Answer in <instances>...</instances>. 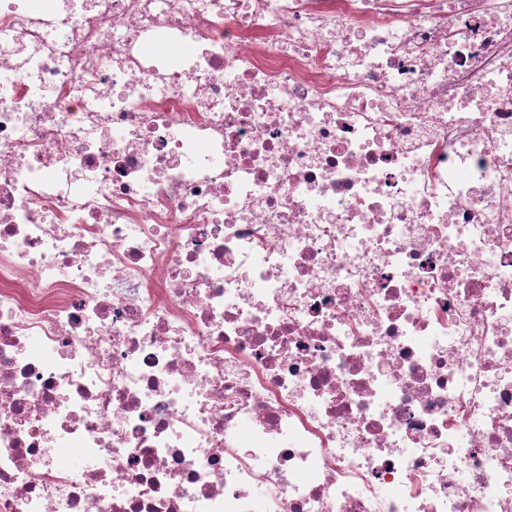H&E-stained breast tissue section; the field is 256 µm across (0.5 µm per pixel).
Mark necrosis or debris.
Wrapping results in <instances>:
<instances>
[{"mask_svg":"<svg viewBox=\"0 0 512 512\" xmlns=\"http://www.w3.org/2000/svg\"><path fill=\"white\" fill-rule=\"evenodd\" d=\"M0 512H512V0H0Z\"/></svg>","mask_w":512,"mask_h":512,"instance_id":"obj_1","label":"necrosis or debris"}]
</instances>
